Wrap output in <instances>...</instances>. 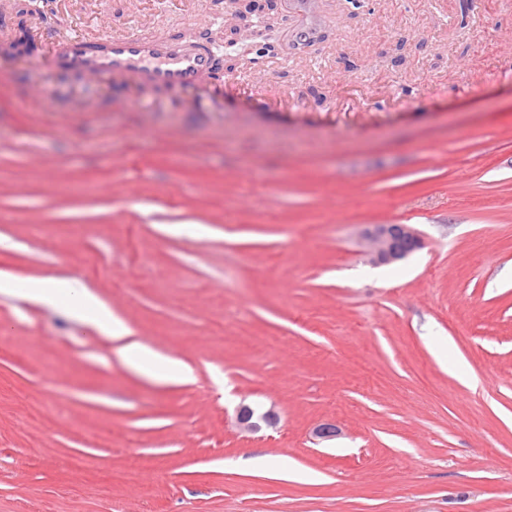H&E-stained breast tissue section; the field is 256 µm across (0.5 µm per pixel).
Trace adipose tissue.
I'll use <instances>...</instances> for the list:
<instances>
[{
  "label": "adipose tissue",
  "instance_id": "adipose-tissue-1",
  "mask_svg": "<svg viewBox=\"0 0 512 512\" xmlns=\"http://www.w3.org/2000/svg\"><path fill=\"white\" fill-rule=\"evenodd\" d=\"M24 292L27 296L49 304H63L80 310L89 324L96 330L112 337H127L129 330L120 320L100 304L92 295L76 291L71 284L51 278L29 282ZM123 354L129 366L142 374L157 378L185 382L190 378L189 371L175 362H158L146 347L132 343L124 347Z\"/></svg>",
  "mask_w": 512,
  "mask_h": 512
}]
</instances>
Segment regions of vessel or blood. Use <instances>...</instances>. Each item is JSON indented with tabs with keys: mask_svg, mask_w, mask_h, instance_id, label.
Returning a JSON list of instances; mask_svg holds the SVG:
<instances>
[{
	"mask_svg": "<svg viewBox=\"0 0 512 512\" xmlns=\"http://www.w3.org/2000/svg\"><path fill=\"white\" fill-rule=\"evenodd\" d=\"M41 36L54 68L100 83L122 80L139 89L161 91L171 100L182 99L191 90H204L217 57L207 43L178 34L156 37L101 31L93 36H64L49 25Z\"/></svg>",
	"mask_w": 512,
	"mask_h": 512,
	"instance_id": "vessel-or-blood-1",
	"label": "vessel or blood"
}]
</instances>
